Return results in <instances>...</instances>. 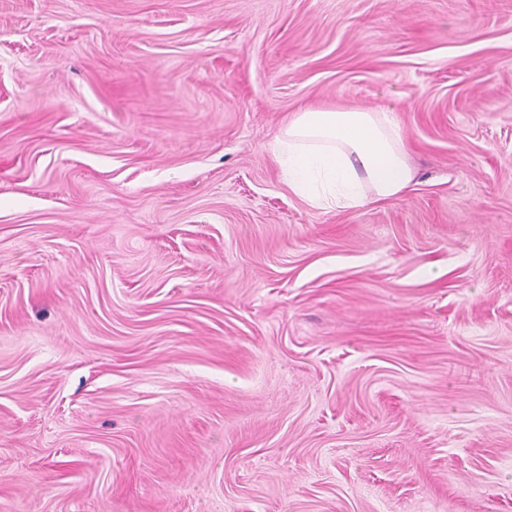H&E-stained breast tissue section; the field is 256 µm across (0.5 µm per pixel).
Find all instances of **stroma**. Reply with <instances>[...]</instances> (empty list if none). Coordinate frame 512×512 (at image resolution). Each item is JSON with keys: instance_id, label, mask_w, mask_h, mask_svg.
I'll list each match as a JSON object with an SVG mask.
<instances>
[{"instance_id": "1", "label": "stroma", "mask_w": 512, "mask_h": 512, "mask_svg": "<svg viewBox=\"0 0 512 512\" xmlns=\"http://www.w3.org/2000/svg\"><path fill=\"white\" fill-rule=\"evenodd\" d=\"M0 512H512V0H0ZM288 188L314 208L350 210L395 198L413 173L393 109L312 107L273 146Z\"/></svg>"}]
</instances>
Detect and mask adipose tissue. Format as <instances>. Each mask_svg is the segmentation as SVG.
<instances>
[{"instance_id":"adipose-tissue-1","label":"adipose tissue","mask_w":512,"mask_h":512,"mask_svg":"<svg viewBox=\"0 0 512 512\" xmlns=\"http://www.w3.org/2000/svg\"><path fill=\"white\" fill-rule=\"evenodd\" d=\"M273 156L289 189L314 208L357 209L401 195L413 180L407 142L391 109L301 110Z\"/></svg>"}]
</instances>
